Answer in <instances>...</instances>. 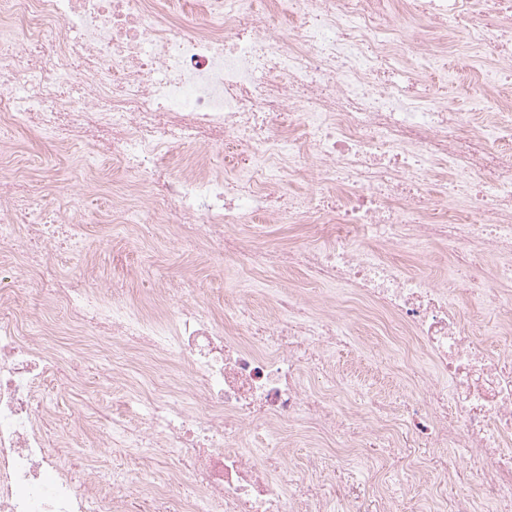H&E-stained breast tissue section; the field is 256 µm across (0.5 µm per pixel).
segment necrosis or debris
<instances>
[{"mask_svg":"<svg viewBox=\"0 0 512 512\" xmlns=\"http://www.w3.org/2000/svg\"><path fill=\"white\" fill-rule=\"evenodd\" d=\"M295 16L289 32L275 20ZM469 18L465 41L448 31ZM467 50L483 73L487 116L463 118L427 90L449 53ZM89 77L68 94L71 71ZM512 0H0V125L59 147L106 138L124 186L116 224H161L175 244L205 240L214 254L257 269L296 268L320 288L321 309L274 289L268 311L248 300L203 309L189 282L143 281L154 309L115 285L55 276L45 242L77 249L86 209L0 183V276L23 263L37 306L63 309L74 335L29 329L16 293L0 289V512H362L338 473L366 469L373 512H400L420 483L418 512H512ZM245 175L213 170V148ZM189 149L179 175L170 155ZM304 192H290V185ZM464 197L466 210L449 207ZM300 224L302 241L251 247L249 224ZM436 247L461 271L470 299H493L501 346L465 327L444 280L395 267L387 252ZM498 264L484 275L472 249ZM347 290L389 323L406 352L399 365L415 399L372 394L333 362L351 344L332 301ZM124 359L104 378L133 413L83 412L134 456L100 485L70 459L72 431L53 426L38 393L72 385L100 353ZM359 395L352 415L350 395ZM300 423L311 444L305 476L281 449ZM427 455H420V448ZM336 463L327 466L326 454ZM166 467H158V460ZM469 480H462V473ZM402 475L399 486L390 474ZM190 477L189 498L169 487ZM459 484L457 497L447 495Z\"/></svg>","mask_w":512,"mask_h":512,"instance_id":"4bbe7bcc","label":"necrosis or debris"}]
</instances>
